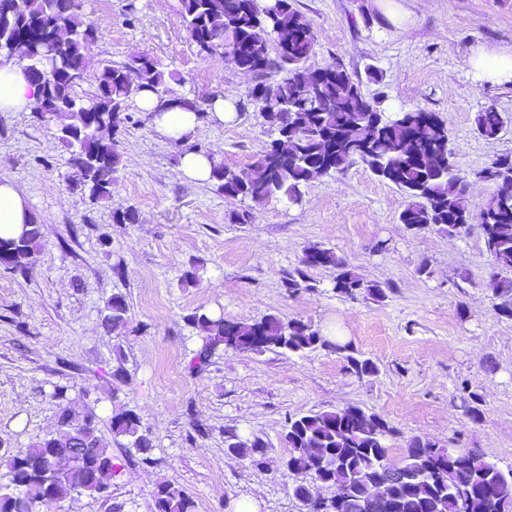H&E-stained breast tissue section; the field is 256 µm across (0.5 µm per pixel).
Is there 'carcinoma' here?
<instances>
[{
	"mask_svg": "<svg viewBox=\"0 0 512 512\" xmlns=\"http://www.w3.org/2000/svg\"><path fill=\"white\" fill-rule=\"evenodd\" d=\"M180 14L198 51L211 54L234 46V65L262 77L249 93L250 104L261 114H280L269 125L276 137L258 159L262 173L212 161L209 182L213 191L229 199L256 203L285 197L299 202L301 187L314 177L363 163L376 177L394 185L408 204L400 221L410 229L434 228L450 236L466 235L473 218L464 175L451 161L445 124L421 121L423 112L410 110L387 116L380 101L368 99L345 71L313 78L304 66L315 46L309 22L293 7V0H179ZM80 0H16L15 12L0 11V57L20 59L29 76L39 82L38 69L53 64L56 80L39 86L41 98L56 102L48 109L58 140L70 150L80 183L95 201L110 198L119 164L115 135L130 122V105L144 91L162 105L202 115L196 101L177 96L166 87L158 65L146 55L115 65L103 63L88 71L84 50L94 33L93 24L74 21ZM40 27L45 39L22 44L17 35ZM268 73L281 77L267 82ZM89 82L92 96L79 94ZM501 115L487 108L476 116L478 135L499 136ZM486 170L494 192L481 207V238L495 268L512 272V156L496 158ZM42 227L36 219L17 238H0L3 269L25 274L41 251ZM337 268L333 290L354 299L361 293L385 297L379 285L363 281L336 253L315 247V255L301 259L284 272L289 292L313 288L308 270L315 263ZM489 288L497 299L495 310L512 318V280L493 278ZM104 326L110 330L126 322L128 305L121 294L105 304ZM196 338L190 369L200 373L226 348L263 353L282 351L303 355L327 348L340 355L353 373L371 375L376 366L354 356L349 344L334 342L309 322L285 321L269 314L250 322H235L199 306L183 316ZM69 385L54 387L58 429L15 454L0 455V512H49L65 499L83 495L102 497L121 464L103 447L95 416L76 414L70 407ZM115 439L126 441L138 463L156 467L154 440L140 416L125 410L111 416ZM394 429L375 414L358 407L312 411L286 420L284 440L288 473L309 477L337 489L345 500L341 512H367V492L386 479L389 448L386 437ZM229 449L266 464L265 445L255 436L242 440L231 435ZM402 477L390 487L392 512H512V468L501 469L478 453H457L426 438L414 437L401 463ZM156 512H191L192 501L178 484L164 482L155 491Z\"/></svg>",
	"mask_w": 512,
	"mask_h": 512,
	"instance_id": "obj_1",
	"label": "carcinoma"
}]
</instances>
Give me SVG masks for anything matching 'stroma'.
Returning a JSON list of instances; mask_svg holds the SVG:
<instances>
[{
    "label": "stroma",
    "mask_w": 512,
    "mask_h": 512,
    "mask_svg": "<svg viewBox=\"0 0 512 512\" xmlns=\"http://www.w3.org/2000/svg\"><path fill=\"white\" fill-rule=\"evenodd\" d=\"M313 28L309 69L341 68L366 97L385 91L380 108L435 113L468 180L473 210L493 191L478 173L512 155V83L476 79L474 47L512 50V0H294ZM93 24L90 67L147 55L175 76L177 94L208 105L240 102L234 121L200 120L183 141L160 136L138 107L118 137V181L93 201L77 181L70 154L48 115L0 112V178L25 193L42 226L43 247L27 275L0 270V448L18 452L56 428L55 385L71 387V406L94 413L104 447L123 458L109 426L123 409L139 414L154 437L160 466L125 461L110 498L82 496L53 512H155L159 483L179 484L194 512H299L294 476L282 469L288 416L356 406L394 429L388 459L401 462L415 436L442 448L476 452L512 467V319L497 314L486 284L495 268L479 228L451 237L401 224L405 196L362 163L322 175L299 203L230 200L209 182L178 177L182 155L198 149L226 164L254 168L272 135L247 105L257 83L220 53H199L179 0H81ZM500 113L497 140L478 135L475 117ZM136 221L118 224L117 211ZM249 214L229 223V212ZM110 248H102L101 238ZM313 245L332 249L386 296L349 299L333 290L336 270L310 269L313 290L291 293L284 270ZM200 265V279L181 278ZM123 294L127 325L106 330L104 305ZM248 322L267 314L302 320L371 359L354 374L335 352L302 357L225 350L201 375L188 366L196 347L183 317L196 307ZM128 376L113 378L116 368ZM478 395L471 420L465 392ZM257 435L267 463L231 453L229 434Z\"/></svg>",
    "instance_id": "obj_1"
}]
</instances>
